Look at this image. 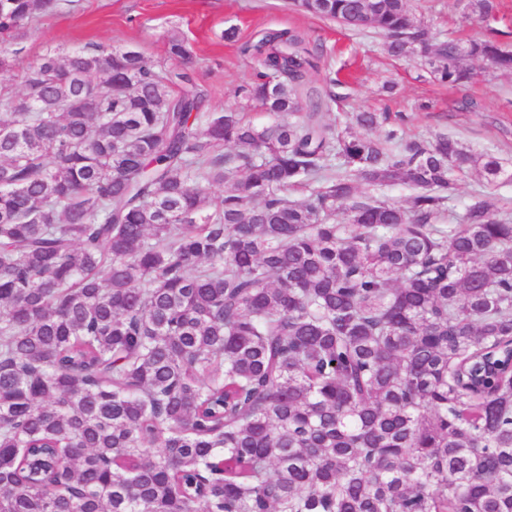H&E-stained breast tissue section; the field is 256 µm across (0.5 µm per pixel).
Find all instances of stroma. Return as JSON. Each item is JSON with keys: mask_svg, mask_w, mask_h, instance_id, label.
Segmentation results:
<instances>
[{"mask_svg": "<svg viewBox=\"0 0 512 512\" xmlns=\"http://www.w3.org/2000/svg\"><path fill=\"white\" fill-rule=\"evenodd\" d=\"M413 14L433 37L478 38L485 25L467 20L462 0H410ZM236 28L235 41L222 33ZM295 30L322 46L325 68L312 73L318 90L336 100L326 122L344 113L370 110L401 112L406 137L431 139L445 133L477 153L512 160V74L472 62L470 84L446 87L433 82L419 60L388 55L376 30H351L335 22L289 8L287 0H62L52 15L27 25L23 47L12 72H0V86L20 87V71L47 50L71 51L95 44L132 48L150 62L167 58V39L184 38L192 57L186 70L205 95L204 109L226 112L242 108V87L261 68L251 46L265 32ZM393 91H385V82ZM246 108V107H243ZM254 123H271L259 107L246 108ZM484 191L493 210L512 212V183L485 188L478 173L461 175L452 204L462 210L470 195Z\"/></svg>", "mask_w": 512, "mask_h": 512, "instance_id": "35a3bbf8", "label": "stroma"}]
</instances>
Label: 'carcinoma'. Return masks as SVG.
<instances>
[{
	"mask_svg": "<svg viewBox=\"0 0 512 512\" xmlns=\"http://www.w3.org/2000/svg\"><path fill=\"white\" fill-rule=\"evenodd\" d=\"M289 4L355 29L368 0ZM59 5L0 0V72ZM373 5L441 84L512 72L493 28L433 43L409 0ZM252 49L244 97L286 121L204 112L188 73L109 45L0 88V512H512V215L450 207L455 176L512 165L397 148L400 114L328 124L322 50Z\"/></svg>",
	"mask_w": 512,
	"mask_h": 512,
	"instance_id": "cac0c4a2",
	"label": "carcinoma"
}]
</instances>
